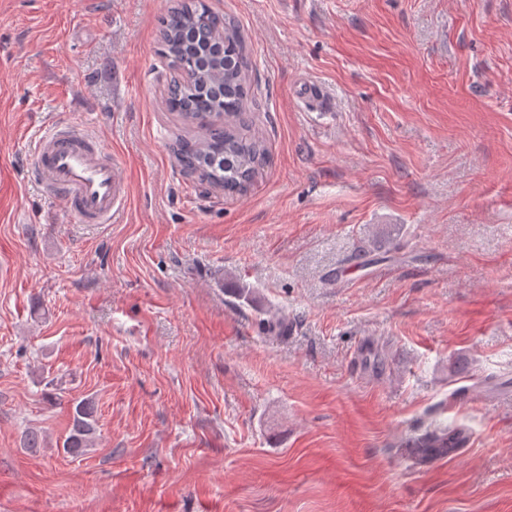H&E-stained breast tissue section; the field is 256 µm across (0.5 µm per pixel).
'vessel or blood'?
<instances>
[{"mask_svg":"<svg viewBox=\"0 0 512 512\" xmlns=\"http://www.w3.org/2000/svg\"><path fill=\"white\" fill-rule=\"evenodd\" d=\"M34 177L58 192L76 222L108 224L123 203L118 167L107 148L81 122H60L38 137Z\"/></svg>","mask_w":512,"mask_h":512,"instance_id":"1","label":"vessel or blood"}]
</instances>
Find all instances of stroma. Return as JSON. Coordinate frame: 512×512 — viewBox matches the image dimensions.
Listing matches in <instances>:
<instances>
[{"instance_id":"35a3bbf8","label":"stroma","mask_w":512,"mask_h":512,"mask_svg":"<svg viewBox=\"0 0 512 512\" xmlns=\"http://www.w3.org/2000/svg\"><path fill=\"white\" fill-rule=\"evenodd\" d=\"M208 2L267 151L241 194L178 163L170 0H0V512H512V0ZM64 120L112 223L32 177ZM34 177L58 192L79 224H109L124 188L111 153L81 121L54 123L38 137ZM71 426L62 442L65 453L82 455L87 448L93 447L98 429L97 408L89 398L72 403ZM457 427L445 424L427 432L417 440L415 459L417 464H426L437 457L448 455L455 450L454 438Z\"/></svg>"}]
</instances>
